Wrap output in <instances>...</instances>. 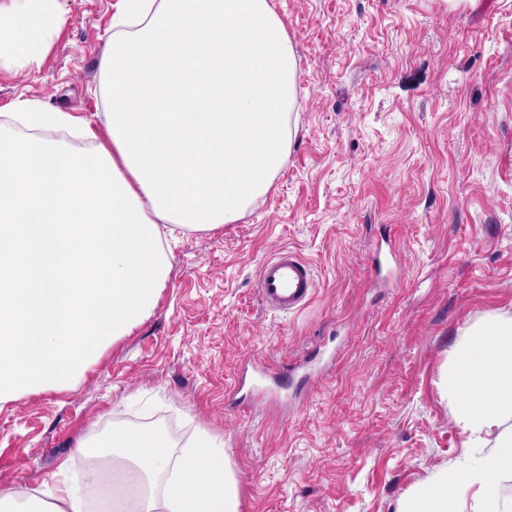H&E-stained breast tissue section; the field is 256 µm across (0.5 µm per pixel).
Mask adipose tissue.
I'll list each match as a JSON object with an SVG mask.
<instances>
[{"mask_svg":"<svg viewBox=\"0 0 512 512\" xmlns=\"http://www.w3.org/2000/svg\"><path fill=\"white\" fill-rule=\"evenodd\" d=\"M67 21L59 0H0V65L32 70ZM102 126L20 102L0 123V403L80 376L108 339L155 310L169 264L160 225L214 231L264 197L285 161L296 60L268 0H121L101 58ZM441 387L473 448L398 512H508L491 483L512 473V314L464 329ZM153 430L82 441L50 503L85 512L65 475L109 473L101 449L161 493L135 512H241L221 442L201 433L177 466Z\"/></svg>","mask_w":512,"mask_h":512,"instance_id":"ef3b65f1","label":"adipose tissue"}]
</instances>
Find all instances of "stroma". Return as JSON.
<instances>
[{"label": "stroma", "mask_w": 512, "mask_h": 512, "mask_svg": "<svg viewBox=\"0 0 512 512\" xmlns=\"http://www.w3.org/2000/svg\"><path fill=\"white\" fill-rule=\"evenodd\" d=\"M270 2L298 62L270 191L176 233L154 312L82 377L0 404V488L45 497L117 424L175 459L223 440L243 512H397L468 455L438 382L462 329L512 312V0ZM62 3L41 68H0V114L31 99L102 121L119 0ZM284 248L316 279L290 314L256 288Z\"/></svg>", "instance_id": "1"}]
</instances>
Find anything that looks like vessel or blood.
I'll return each mask as SVG.
<instances>
[{"instance_id": "obj_1", "label": "vessel or blood", "mask_w": 512, "mask_h": 512, "mask_svg": "<svg viewBox=\"0 0 512 512\" xmlns=\"http://www.w3.org/2000/svg\"><path fill=\"white\" fill-rule=\"evenodd\" d=\"M257 288L271 310L281 313L298 310L314 293L313 269L296 253L280 251L261 266Z\"/></svg>"}]
</instances>
